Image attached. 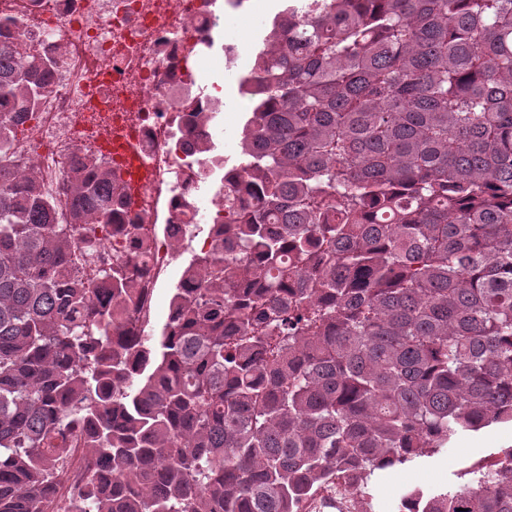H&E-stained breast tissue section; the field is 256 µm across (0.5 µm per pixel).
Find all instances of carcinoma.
<instances>
[{
  "mask_svg": "<svg viewBox=\"0 0 512 512\" xmlns=\"http://www.w3.org/2000/svg\"><path fill=\"white\" fill-rule=\"evenodd\" d=\"M12 25L0 127L58 65ZM240 88L224 248L149 336L94 304L70 226L0 159V512H42L68 438L79 512H301L512 426V0H285ZM69 204L116 223L112 174ZM125 269L102 274L120 300ZM408 497L512 512V446ZM350 483L341 475L331 481L327 487L318 491L314 497L306 503L303 512H324L326 502H332L336 509H325L332 512H374L371 500L351 498L348 493ZM336 497V498H335Z\"/></svg>",
  "mask_w": 512,
  "mask_h": 512,
  "instance_id": "obj_1",
  "label": "carcinoma"
}]
</instances>
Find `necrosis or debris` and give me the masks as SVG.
I'll return each instance as SVG.
<instances>
[{
  "mask_svg": "<svg viewBox=\"0 0 512 512\" xmlns=\"http://www.w3.org/2000/svg\"><path fill=\"white\" fill-rule=\"evenodd\" d=\"M264 12L265 0H252L250 15L239 16L230 35L229 13L211 10L207 0H0V15L17 21L16 39H38L60 55L52 87L30 108L21 133L8 138L13 169L36 175L42 195L55 201L52 221L72 225L75 251L88 256L86 272L136 261L121 226L140 225L147 254L136 261V291L125 304L136 314L135 333L158 312L172 314L161 304V283L187 280L173 246L213 247L202 226L211 212H223L224 192L207 197L201 186L223 170L224 157L201 154L199 143L232 133L240 104L211 96L208 86L227 70H250L253 19ZM121 138L130 139L150 179L137 190L113 181V197L124 202L121 224L85 229L67 202L70 178L92 162L110 163L103 146ZM88 465L80 450L67 452L44 512H73ZM348 487L336 476L304 512H324L329 502L336 512H373L371 501L350 497Z\"/></svg>",
  "mask_w": 512,
  "mask_h": 512,
  "instance_id": "1",
  "label": "necrosis or debris"
}]
</instances>
